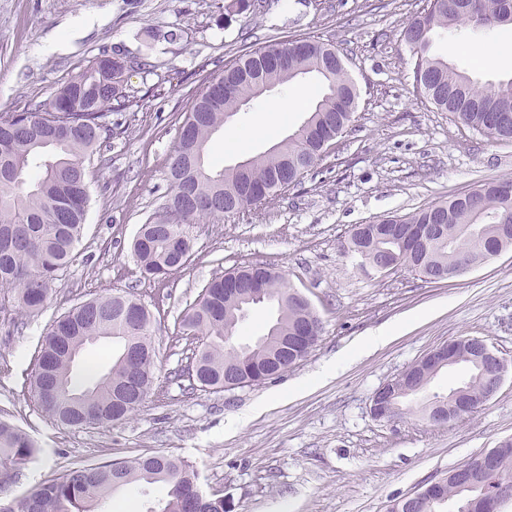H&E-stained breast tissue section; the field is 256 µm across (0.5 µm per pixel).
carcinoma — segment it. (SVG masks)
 Returning a JSON list of instances; mask_svg holds the SVG:
<instances>
[{
  "instance_id": "obj_1",
  "label": "carcinoma",
  "mask_w": 512,
  "mask_h": 512,
  "mask_svg": "<svg viewBox=\"0 0 512 512\" xmlns=\"http://www.w3.org/2000/svg\"><path fill=\"white\" fill-rule=\"evenodd\" d=\"M463 25L506 27L512 25V18L503 0H471L467 14L439 0H426V7L401 32L413 60L414 89L436 109L483 135L512 141V79L482 83L429 54L434 33ZM139 66L135 58L96 59L62 86L49 104L0 113V287L6 288L0 300L13 303L22 321L44 309L60 272L75 257L90 203L87 163L112 137L107 114L132 106L124 75ZM307 74L320 81L324 92L292 134L268 153L248 159L242 168H206L212 134L240 110L242 102L261 97L264 85L288 84ZM358 98L343 55L328 43L291 38L237 56L211 79L185 115L181 126L185 133L179 136L169 168L171 193L162 212L141 226L133 242L142 273L163 279L179 269L180 258L192 251L183 225L251 212L256 209L251 197L256 186L271 202L300 183L346 131ZM507 188H512L511 177L479 183L413 213L378 219L383 229L365 240L351 232L347 249L376 268L398 261L427 283L432 282V273L457 267L466 254L482 266L493 258L489 247H512V198L504 196ZM226 274L238 275L240 291L224 293V278L218 277L180 316L183 335L193 343V371L188 373L193 390L221 391L226 374L240 381L252 379L267 362L277 337L298 328L302 315L320 321L313 308L302 307L299 291L273 269L248 264L232 267ZM125 303L138 300L121 294L88 298L47 328L27 393L61 426H109L138 409L142 401L119 403L114 397L115 386L128 371L122 361L128 350L136 355L134 373L143 394L165 398V389L154 384L151 313L140 305L139 325L129 328L122 316ZM259 304L275 308L272 323L255 340L230 344L248 309ZM102 338L117 345L112 365L92 384L77 383L72 352ZM316 343L315 339L300 343L288 353L281 372L303 361ZM467 368L464 399L476 408L487 377L474 360L467 362ZM406 372L416 389L394 397L396 416L406 413L426 422L435 410L447 418L456 416L457 404L450 395H426L438 375L436 369L416 362ZM38 453L27 432L0 419V493L21 482ZM491 470L512 482V449L500 455ZM154 484L166 488L157 512H226L224 495L203 491L194 465L158 453L71 467L17 501L0 497V512H110L114 492L128 486L144 492ZM461 486L457 478L445 483L434 512L462 499Z\"/></svg>"
}]
</instances>
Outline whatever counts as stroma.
<instances>
[{
	"label": "stroma",
	"instance_id": "obj_1",
	"mask_svg": "<svg viewBox=\"0 0 512 512\" xmlns=\"http://www.w3.org/2000/svg\"><path fill=\"white\" fill-rule=\"evenodd\" d=\"M224 0H0V112L43 104L90 61L140 56L125 75L140 103L109 115L114 134L88 167L91 205L73 262L39 316L14 328L0 305V409L40 452L20 497L62 470L162 452L220 490L228 512H386L394 499L512 438V376L477 412L440 427L406 416L378 421L376 390L434 348L484 339L512 361V248L435 284L404 269L361 270L351 230L415 212L475 183L512 177V142L488 138L417 100L400 33L420 0H255L225 13ZM288 37L333 44L346 57L359 99L329 154L275 203L245 217L188 225L194 247L166 279L141 275L131 251L141 224L171 192L168 166L184 114L243 46ZM498 30L437 32L431 55L482 82L512 79V50L498 64L477 49ZM312 76L274 88L215 132L207 164L228 168L267 152L303 122L293 110L265 130L267 109ZM240 263L281 272L322 322L309 357L278 379L208 392L189 390L190 351L179 317L215 276ZM127 293L154 315V375L164 400L148 397L109 427L58 425L21 393L48 326L92 296ZM375 350L359 343L388 327Z\"/></svg>",
	"mask_w": 512,
	"mask_h": 512
}]
</instances>
